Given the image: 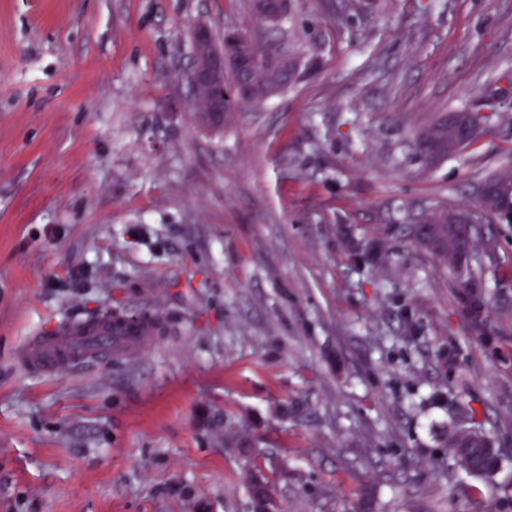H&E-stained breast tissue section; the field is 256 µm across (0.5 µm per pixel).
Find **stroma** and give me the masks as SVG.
Here are the masks:
<instances>
[{
  "instance_id": "stroma-1",
  "label": "stroma",
  "mask_w": 512,
  "mask_h": 512,
  "mask_svg": "<svg viewBox=\"0 0 512 512\" xmlns=\"http://www.w3.org/2000/svg\"><path fill=\"white\" fill-rule=\"evenodd\" d=\"M336 3L291 0L315 68L217 134L191 29L255 31L248 0H0V512H249L259 470L282 512H512V223L465 270L407 230L512 166V0ZM464 109L481 135L425 165ZM117 313L160 327L19 366ZM471 414L489 479L447 446ZM423 126L415 135L414 150L428 165L447 158L448 152L461 147V141L476 137L480 125L471 112H449ZM448 118V124L445 120ZM151 331L149 322L128 328L112 319L69 320L52 336H36L29 354L20 363L39 371L74 366L92 360L100 351L112 352L113 344L135 343Z\"/></svg>"
}]
</instances>
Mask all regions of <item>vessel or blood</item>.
I'll list each match as a JSON object with an SVG mask.
<instances>
[{
    "label": "vessel or blood",
    "mask_w": 512,
    "mask_h": 512,
    "mask_svg": "<svg viewBox=\"0 0 512 512\" xmlns=\"http://www.w3.org/2000/svg\"><path fill=\"white\" fill-rule=\"evenodd\" d=\"M151 331L148 322L130 328L112 320H70L54 335L35 337L29 354L20 363L39 371L74 366L92 360L112 346L135 343Z\"/></svg>",
    "instance_id": "1"
}]
</instances>
